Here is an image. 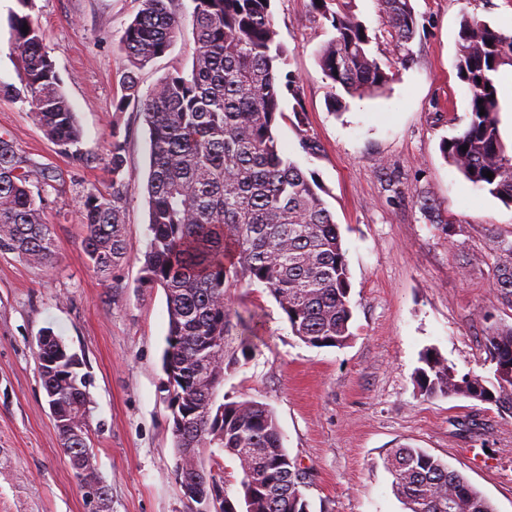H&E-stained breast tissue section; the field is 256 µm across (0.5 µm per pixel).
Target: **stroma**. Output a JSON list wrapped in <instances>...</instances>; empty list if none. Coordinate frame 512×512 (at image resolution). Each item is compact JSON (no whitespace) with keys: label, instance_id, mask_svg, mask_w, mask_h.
Here are the masks:
<instances>
[{"label":"stroma","instance_id":"stroma-1","mask_svg":"<svg viewBox=\"0 0 512 512\" xmlns=\"http://www.w3.org/2000/svg\"><path fill=\"white\" fill-rule=\"evenodd\" d=\"M422 27L414 62L375 97L351 98L331 112L317 59L331 28L310 0H273L278 38L302 84L316 151L301 148L292 117L276 128L282 152L314 174L340 227L350 269L352 338L315 348L291 332L259 285L235 289L230 320L254 318L256 349L227 371L217 399H253L275 414L289 456L310 475L311 512H405L384 460L400 446L427 450L512 512V418L465 398H424L414 376L425 350L458 373L482 372L485 338L512 325V306L493 296L495 238L512 239V208L467 181L441 151L469 119L455 68L459 25L469 14L512 30V0H413ZM140 0H35L63 89L81 130L61 150L28 103L0 93V134L57 180L44 219L54 255L33 266L0 251V512H88L61 449L36 360L49 330L82 360L91 399L89 435L111 512H195L173 471L176 458L163 390L161 356L168 313L162 288L139 278L148 234L145 186L148 128L139 111H117L123 78L141 92L190 70L195 43L192 0H174L183 27L161 57L131 69L122 48ZM126 141L127 239L132 248L109 279L85 257L81 207L88 191H112L113 137ZM434 203L440 223L418 205ZM480 429H467L469 420Z\"/></svg>","mask_w":512,"mask_h":512}]
</instances>
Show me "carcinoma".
<instances>
[{"label": "carcinoma", "mask_w": 512, "mask_h": 512, "mask_svg": "<svg viewBox=\"0 0 512 512\" xmlns=\"http://www.w3.org/2000/svg\"><path fill=\"white\" fill-rule=\"evenodd\" d=\"M9 15L8 49L24 75L23 95L48 138L67 148L80 139L76 114L30 11L33 0H16ZM127 25L123 44L134 67L163 55L182 29L170 0H141ZM196 44L189 73H171L148 94L139 95L133 72L116 104L134 106L149 130L146 185L148 242L141 281L160 286L167 297V346L162 368L168 394L179 401L180 422L171 424L174 448L190 454L188 475L200 483L223 482L207 466L204 441L237 461L242 477L256 486L251 498H224L227 512H310L301 468L282 445L273 411L255 400L217 402L218 389L202 384L201 373L224 343L223 364L253 349L257 328L239 349L230 336V289L259 284L273 296L291 332L305 344L342 347L352 333L350 272L339 225L327 209L315 176H307L280 150L275 135L285 118L282 104L292 97L300 144L314 151L303 121L299 78L287 50L277 41L271 0H193ZM316 15L329 22L333 37L318 51L330 81L327 106L339 111L343 95L383 92L396 65L413 61L412 43L420 22L411 0H377L391 37L395 62L386 66L372 53L368 27L351 0H311ZM28 31H23V26ZM512 67V33L476 17L460 23L456 70L469 94L470 120L445 138L440 150L471 183L512 205V150L500 131L502 105L497 74ZM468 147L462 151V147ZM112 195L88 193L83 200L82 249L103 278L125 259L129 184L122 177L126 143L112 136ZM494 177L488 178L485 172ZM51 175L23 159L13 142L0 136V251L13 252L34 266L51 261L54 242L43 220L45 187ZM506 256L493 275L497 298L512 306V240L496 241ZM490 375L459 374L440 354L426 350L416 372L421 395L463 397L494 405L512 418V325L486 337ZM53 360L40 376L50 400L65 415L89 410L82 361L52 332L37 349V361ZM63 451L74 460L87 447L88 430L55 424ZM392 488L406 512H496L494 505L459 471L421 448L401 447L385 459Z\"/></svg>", "instance_id": "cac0c4a2"}]
</instances>
